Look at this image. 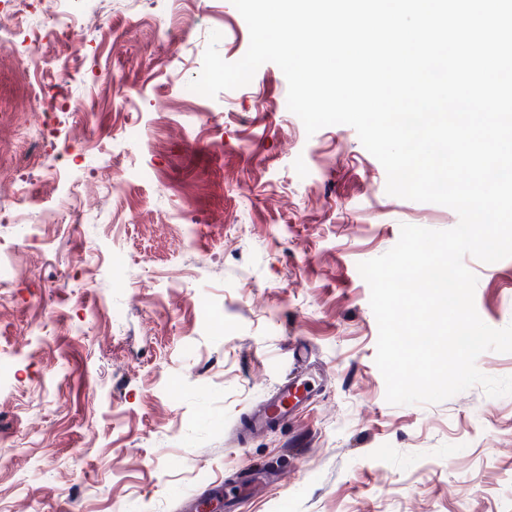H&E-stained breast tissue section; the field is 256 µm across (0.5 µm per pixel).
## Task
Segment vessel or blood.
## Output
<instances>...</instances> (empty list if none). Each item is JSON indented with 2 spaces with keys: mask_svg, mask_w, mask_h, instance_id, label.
<instances>
[{
  "mask_svg": "<svg viewBox=\"0 0 512 512\" xmlns=\"http://www.w3.org/2000/svg\"><path fill=\"white\" fill-rule=\"evenodd\" d=\"M313 391V384L305 374L289 376L275 393L250 407L245 433L262 432L276 424H287L310 400Z\"/></svg>",
  "mask_w": 512,
  "mask_h": 512,
  "instance_id": "obj_1",
  "label": "vessel or blood"
}]
</instances>
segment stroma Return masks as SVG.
Masks as SVG:
<instances>
[{"label":"stroma","instance_id":"obj_1","mask_svg":"<svg viewBox=\"0 0 512 512\" xmlns=\"http://www.w3.org/2000/svg\"><path fill=\"white\" fill-rule=\"evenodd\" d=\"M98 26L38 25L42 93L0 59V170L25 198L0 223V512H512V396L475 386L392 405L360 262L446 206L386 192L347 125L307 135L281 69L204 97L212 31L241 59L231 0H70ZM128 180H121V172ZM124 254L112 274V251ZM475 307L512 324V257H466ZM307 343L327 379L288 424L238 428Z\"/></svg>","mask_w":512,"mask_h":512}]
</instances>
